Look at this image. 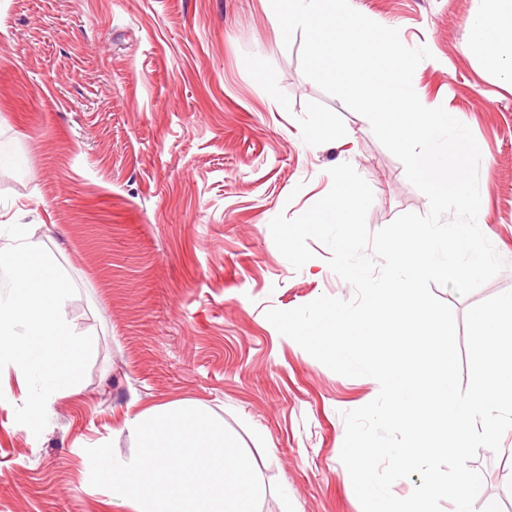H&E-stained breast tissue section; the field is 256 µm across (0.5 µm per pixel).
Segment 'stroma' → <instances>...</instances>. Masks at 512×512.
I'll return each instance as SVG.
<instances>
[{
  "label": "stroma",
  "mask_w": 512,
  "mask_h": 512,
  "mask_svg": "<svg viewBox=\"0 0 512 512\" xmlns=\"http://www.w3.org/2000/svg\"><path fill=\"white\" fill-rule=\"evenodd\" d=\"M427 47L413 82L481 151L478 225L504 268L474 293L433 292L464 319L512 290V61L493 69L466 23L489 0H350ZM284 45L270 0H0V225L20 223L76 293L65 306L96 353L41 435L15 421L0 377V512H131L92 486L87 448L135 443L128 416L194 402L239 439L262 512H362L340 460L345 412L379 392L339 375L266 319L355 290L329 248L294 269L269 223L305 212L347 162L374 200L370 231L426 214L427 197L363 116L325 94ZM477 462L500 471L477 506L512 504V433Z\"/></svg>",
  "instance_id": "stroma-1"
}]
</instances>
